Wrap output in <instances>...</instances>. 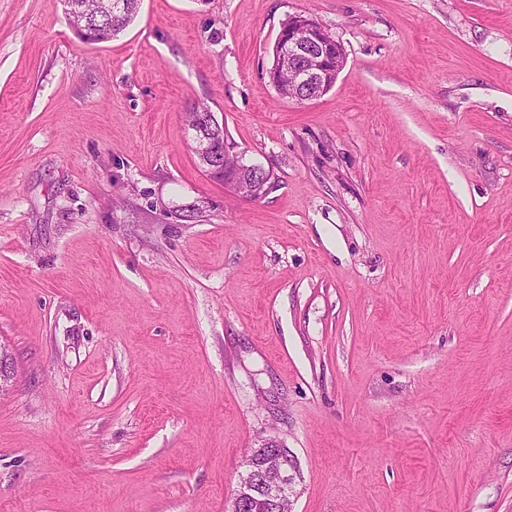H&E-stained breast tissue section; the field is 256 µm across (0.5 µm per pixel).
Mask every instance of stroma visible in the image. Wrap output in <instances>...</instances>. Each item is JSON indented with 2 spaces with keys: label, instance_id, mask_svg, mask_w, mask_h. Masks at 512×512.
Returning <instances> with one entry per match:
<instances>
[{
  "label": "stroma",
  "instance_id": "35a3bbf8",
  "mask_svg": "<svg viewBox=\"0 0 512 512\" xmlns=\"http://www.w3.org/2000/svg\"><path fill=\"white\" fill-rule=\"evenodd\" d=\"M346 53L268 78L293 15ZM208 106L273 189L207 176ZM0 512H512V0H0ZM124 7L109 14L102 0H64L66 14L77 33L87 42H104L122 33L131 23L139 6V0H119ZM89 28L98 31L99 37L88 41L82 32ZM202 124L204 123H200L197 127H192L191 129L195 132L194 137L198 146L197 157L199 164L207 175H211L222 169L223 161L217 159L216 154L210 149L209 141L204 133ZM288 448H254L244 464L231 512H294L296 478L288 466ZM294 479V480H293Z\"/></svg>",
  "mask_w": 512,
  "mask_h": 512
}]
</instances>
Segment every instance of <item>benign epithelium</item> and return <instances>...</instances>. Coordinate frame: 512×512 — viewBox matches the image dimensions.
<instances>
[{"label":"benign epithelium","mask_w":512,"mask_h":512,"mask_svg":"<svg viewBox=\"0 0 512 512\" xmlns=\"http://www.w3.org/2000/svg\"><path fill=\"white\" fill-rule=\"evenodd\" d=\"M278 63L288 67L298 78V85L327 92L344 67L345 53L341 43L325 35V28L307 16L288 20L277 45ZM197 141V157L203 171L210 175L224 170V184L243 197L268 193L273 175L264 167L244 160V153L229 141L224 142V156L232 163L224 166L210 149L202 126L193 128ZM290 451L282 445L255 448L248 454L233 495L231 512H293L296 481L288 466Z\"/></svg>","instance_id":"7a95c632"}]
</instances>
